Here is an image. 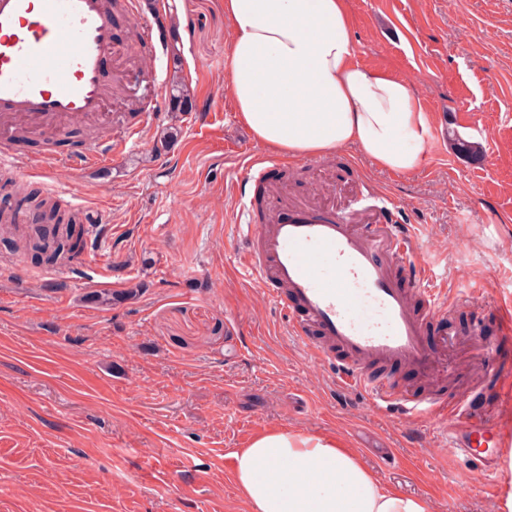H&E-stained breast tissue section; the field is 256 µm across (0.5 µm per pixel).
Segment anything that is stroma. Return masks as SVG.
Instances as JSON below:
<instances>
[{
    "instance_id": "35a3bbf8",
    "label": "stroma",
    "mask_w": 512,
    "mask_h": 512,
    "mask_svg": "<svg viewBox=\"0 0 512 512\" xmlns=\"http://www.w3.org/2000/svg\"><path fill=\"white\" fill-rule=\"evenodd\" d=\"M164 2L176 34L146 65L161 82L180 75L193 112H163L103 167L26 181L79 207L86 246L74 272L27 252L0 267V512H250L227 462L271 429L336 438L428 512H501L512 461L492 487L454 458L444 419L373 410L235 272L239 185L266 149L224 92V0ZM347 3L357 61L410 80L430 113L427 161L402 174L354 149L292 159L263 208L338 209L365 179L398 202L448 290L428 342L463 371L393 375L414 394L478 391L512 436V340L492 310L512 304V0ZM457 136L478 160L456 153Z\"/></svg>"
}]
</instances>
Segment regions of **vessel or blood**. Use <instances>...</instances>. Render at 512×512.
I'll return each instance as SVG.
<instances>
[{"instance_id":"vessel-or-blood-1","label":"vessel or blood","mask_w":512,"mask_h":512,"mask_svg":"<svg viewBox=\"0 0 512 512\" xmlns=\"http://www.w3.org/2000/svg\"><path fill=\"white\" fill-rule=\"evenodd\" d=\"M112 0H0V167L26 176L58 163L82 172L105 165L140 138L127 127L118 141L79 150L20 153L12 137L25 128L58 136L76 120L101 118L117 88L145 70L116 59ZM395 205L367 188L341 211L291 205L270 223L243 208L244 245L233 254L239 273L279 311L311 361L338 365L344 386L366 392L381 412L401 407L413 419L443 416L448 444L472 469L492 477L504 457L500 428L470 398L414 396L377 364L408 366L428 377L443 366L426 338L444 289L425 261L426 245L394 223Z\"/></svg>"}]
</instances>
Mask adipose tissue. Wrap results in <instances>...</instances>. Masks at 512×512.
Returning a JSON list of instances; mask_svg holds the SVG:
<instances>
[{
	"label": "adipose tissue",
	"mask_w": 512,
	"mask_h": 512,
	"mask_svg": "<svg viewBox=\"0 0 512 512\" xmlns=\"http://www.w3.org/2000/svg\"><path fill=\"white\" fill-rule=\"evenodd\" d=\"M224 90L255 139L279 154L356 148L398 173L426 162L430 114L412 84L357 62L346 0H224ZM250 512H427L385 487L336 439L271 430L237 456Z\"/></svg>",
	"instance_id": "obj_1"
}]
</instances>
